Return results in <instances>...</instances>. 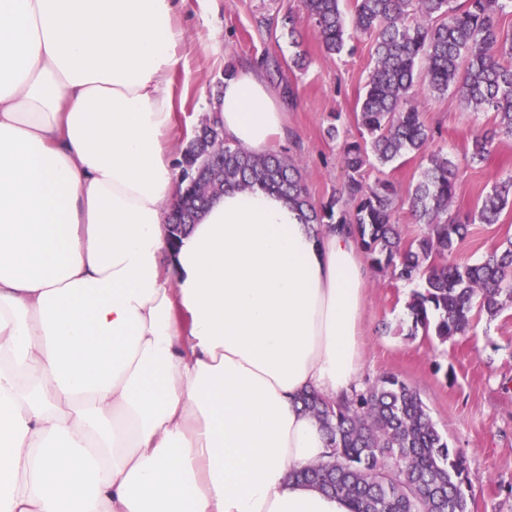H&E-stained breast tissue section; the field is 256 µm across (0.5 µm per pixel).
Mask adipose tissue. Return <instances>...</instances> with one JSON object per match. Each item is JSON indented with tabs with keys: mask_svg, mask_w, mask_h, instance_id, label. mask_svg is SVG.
<instances>
[{
	"mask_svg": "<svg viewBox=\"0 0 512 512\" xmlns=\"http://www.w3.org/2000/svg\"><path fill=\"white\" fill-rule=\"evenodd\" d=\"M184 0H0V512H350L299 397L360 370L368 269L283 197L228 189L171 247ZM211 119L256 155L253 66Z\"/></svg>",
	"mask_w": 512,
	"mask_h": 512,
	"instance_id": "ef3b65f1",
	"label": "adipose tissue"
}]
</instances>
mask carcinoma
<instances>
[{"label": "carcinoma", "instance_id": "1", "mask_svg": "<svg viewBox=\"0 0 512 512\" xmlns=\"http://www.w3.org/2000/svg\"><path fill=\"white\" fill-rule=\"evenodd\" d=\"M355 28L373 40L375 63L357 113L366 132L360 141L342 140L346 180L341 191L317 206L309 199L302 172L277 154L254 155L221 139L218 126H203L185 150L189 166L224 170V187L263 189L283 196L307 224L347 229L371 268L406 283H419L407 303L411 335L444 344L465 336L472 312L495 318L512 308V239L479 264L449 260L472 224H496L512 203V175L494 184L481 207L461 220L450 214L457 166L440 150H429L436 131L412 105L417 63L434 93L453 92L477 112H491V128L475 134L470 161H482L496 141L512 138V31L500 18L512 0H353ZM324 52L341 53L347 42L340 0H303ZM423 153L422 180L406 190L421 233L404 239L395 213L400 201L387 180L365 182L368 160L385 167L400 156ZM213 197L188 201L195 220ZM306 411L326 431L332 460L293 474L298 481L346 498L352 512H472L473 480L463 452L448 444L415 389L395 376L330 403L317 392L301 397Z\"/></svg>", "mask_w": 512, "mask_h": 512}]
</instances>
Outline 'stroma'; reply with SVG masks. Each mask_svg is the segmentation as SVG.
I'll return each mask as SVG.
<instances>
[{
  "label": "stroma",
  "mask_w": 512,
  "mask_h": 512,
  "mask_svg": "<svg viewBox=\"0 0 512 512\" xmlns=\"http://www.w3.org/2000/svg\"><path fill=\"white\" fill-rule=\"evenodd\" d=\"M177 21L185 39L172 78L174 164H181L195 130L207 120L225 70L257 65L288 115V137L276 152L299 165L314 203L335 196L345 175L340 143L326 130L335 123L348 139H359L354 112L373 65L371 40L354 34L351 50L325 56L301 0H184ZM299 51L306 55L301 68L292 63ZM287 87L292 97L283 96ZM413 104L427 124L441 129L435 148L448 152L458 166L452 213L469 214L495 181L512 173V139L500 141L483 162H471L465 155L468 141L490 126L491 114L422 86ZM424 167L420 155L409 153L382 171L366 166L363 175L367 183L383 177L404 190L419 180ZM509 238L512 205L499 223L471 225L454 256L475 264ZM412 291L388 274L371 272L359 381L393 375L414 388L437 429L463 451L474 479L473 512H512V310L494 319L476 316L467 336L443 344L410 335L406 303Z\"/></svg>",
  "instance_id": "1"
}]
</instances>
